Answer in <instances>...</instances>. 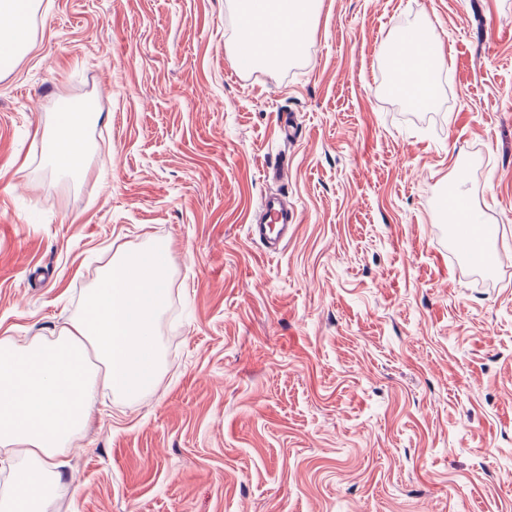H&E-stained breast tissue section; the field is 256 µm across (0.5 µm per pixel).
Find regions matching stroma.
<instances>
[{
	"label": "stroma",
	"mask_w": 512,
	"mask_h": 512,
	"mask_svg": "<svg viewBox=\"0 0 512 512\" xmlns=\"http://www.w3.org/2000/svg\"><path fill=\"white\" fill-rule=\"evenodd\" d=\"M412 25L447 61L420 110L386 90ZM236 38L233 0H42L0 78V336L169 245L159 380L97 392L49 512H512V264L471 266L436 207L456 185L512 256V0H321L275 70ZM65 100L100 114L82 176L42 142ZM277 191L298 223L269 256ZM259 211L263 220L259 224H250L248 233L268 254H276L288 243V228L297 220L296 207L288 193L278 192L262 197Z\"/></svg>",
	"instance_id": "35a3bbf8"
}]
</instances>
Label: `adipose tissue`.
Masks as SVG:
<instances>
[{
  "mask_svg": "<svg viewBox=\"0 0 512 512\" xmlns=\"http://www.w3.org/2000/svg\"><path fill=\"white\" fill-rule=\"evenodd\" d=\"M315 0H236L234 57L245 69H275L299 57L313 29ZM42 0H0V74L29 50ZM444 61L426 27L404 29L389 57L410 103L431 90ZM94 113L60 107L43 138L53 165L83 171ZM167 248L120 253L86 292L82 311L50 340L20 346L0 337V448L20 459L0 512H48L61 474L57 458L86 428L97 389L123 398L150 390L162 368L156 327L168 280Z\"/></svg>",
  "mask_w": 512,
  "mask_h": 512,
  "instance_id": "adipose-tissue-1",
  "label": "adipose tissue"
}]
</instances>
